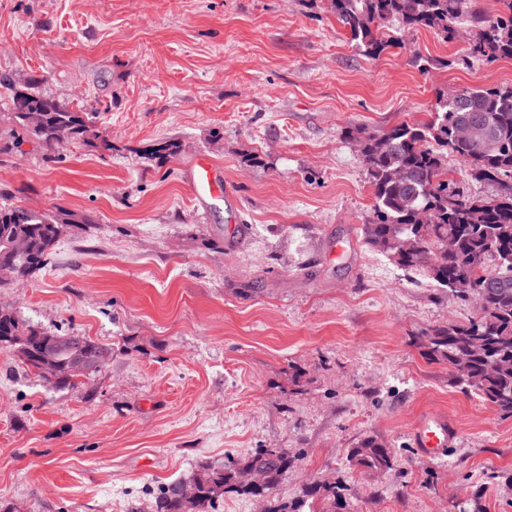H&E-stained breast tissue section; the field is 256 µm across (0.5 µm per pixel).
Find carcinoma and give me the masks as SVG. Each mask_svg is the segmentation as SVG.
I'll return each mask as SVG.
<instances>
[{
    "label": "carcinoma",
    "instance_id": "1",
    "mask_svg": "<svg viewBox=\"0 0 512 512\" xmlns=\"http://www.w3.org/2000/svg\"><path fill=\"white\" fill-rule=\"evenodd\" d=\"M500 13L487 20L471 0H331L332 12L349 31L356 47L379 58L391 43L390 25L427 29L442 40L454 38L457 25L474 26L469 57L493 62L512 59V0H500ZM12 91L14 118L20 129L48 150L64 143L89 142L92 117L46 97L37 88H18L6 76L0 85ZM353 142L373 192L372 215L363 224L366 242L401 269L453 292L463 300L482 290L479 314L421 331L415 344L431 361L444 363L454 382L504 418L512 417V85L461 86L454 98L438 95L427 118L402 122L381 132L364 127L344 131ZM458 158L470 177L496 186L489 196H473L448 177V157ZM73 223L65 213L0 206V283L23 282L44 268L63 230ZM24 238L29 252L9 256L8 243ZM0 349L17 353L28 368L54 385H73L105 364L107 348L84 336L44 332L0 310ZM57 352V373H66L70 356L90 350L98 361L62 379L41 372L39 355ZM299 461L286 448H257L243 458L207 466L187 479L194 488L186 499L183 482L170 483L154 497L152 512H215L226 495L258 496L240 473L261 465L265 512H305L320 498L344 512V487L309 482L292 501L276 489ZM353 465L376 472L393 467L391 450L368 436L350 450Z\"/></svg>",
    "mask_w": 512,
    "mask_h": 512
}]
</instances>
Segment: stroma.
Returning <instances> with one entry per match:
<instances>
[{"label": "stroma", "instance_id": "obj_1", "mask_svg": "<svg viewBox=\"0 0 512 512\" xmlns=\"http://www.w3.org/2000/svg\"><path fill=\"white\" fill-rule=\"evenodd\" d=\"M393 35L369 58L330 0H0V75L94 115L91 143L50 159L0 86V195L75 219L0 304L111 350L65 387L0 350V512H151L259 447L299 454L287 501L333 478L354 512H512V418L410 342L475 310L366 244L372 189L343 136L512 85V59ZM199 157L232 202L193 197ZM429 415L458 429L438 454L414 438ZM368 436L392 470L352 465Z\"/></svg>", "mask_w": 512, "mask_h": 512}]
</instances>
